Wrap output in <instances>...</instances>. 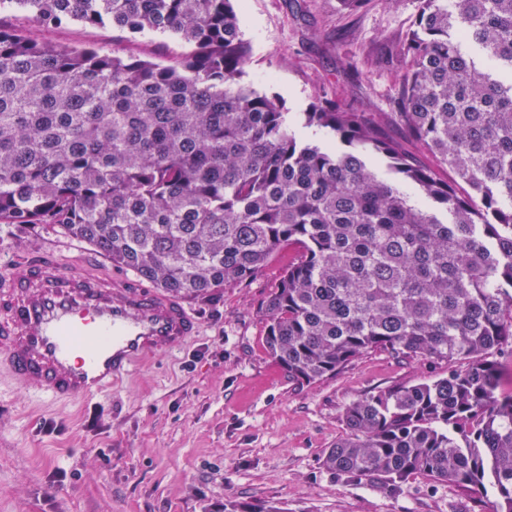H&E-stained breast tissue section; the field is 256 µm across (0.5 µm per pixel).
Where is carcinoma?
<instances>
[{
    "label": "carcinoma",
    "instance_id": "cac0c4a2",
    "mask_svg": "<svg viewBox=\"0 0 512 512\" xmlns=\"http://www.w3.org/2000/svg\"><path fill=\"white\" fill-rule=\"evenodd\" d=\"M9 10L31 28L0 24L1 224L56 225L199 301L288 248L262 311L289 380L333 377L372 350L448 363L349 404L323 467L390 492L415 474L490 488V512H512V394L489 360L512 341V0H419L384 59L406 65L386 121L450 180L340 100L297 118L334 145L298 136L276 98L241 81L251 48L232 0H0ZM67 20L193 51L161 65L42 39ZM224 512L288 510L227 500Z\"/></svg>",
    "mask_w": 512,
    "mask_h": 512
}]
</instances>
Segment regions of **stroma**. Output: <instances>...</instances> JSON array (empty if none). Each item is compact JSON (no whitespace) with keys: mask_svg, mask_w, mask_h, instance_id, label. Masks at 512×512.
Wrapping results in <instances>:
<instances>
[{"mask_svg":"<svg viewBox=\"0 0 512 512\" xmlns=\"http://www.w3.org/2000/svg\"><path fill=\"white\" fill-rule=\"evenodd\" d=\"M234 7L251 47L246 83L277 96L289 115L319 96L377 118L392 111L401 71L371 58L404 35L417 0H369L350 14L338 0H234ZM44 35L161 65L191 51L169 35L131 39L76 21ZM46 251L116 271L59 227L0 224V268L20 272ZM290 257L279 251L260 276L217 301H190L200 335L179 354L149 359L97 400L48 403L0 367V512H214L227 500L287 512H481L479 494L420 475L383 493L323 468L324 450L346 434L350 403L445 375L448 366L371 352L331 378L291 382L264 349L260 313Z\"/></svg>","mask_w":512,"mask_h":512,"instance_id":"stroma-1","label":"stroma"}]
</instances>
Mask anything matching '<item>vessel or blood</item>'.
I'll return each mask as SVG.
<instances>
[{
  "mask_svg": "<svg viewBox=\"0 0 512 512\" xmlns=\"http://www.w3.org/2000/svg\"><path fill=\"white\" fill-rule=\"evenodd\" d=\"M200 331L182 298L123 274L42 254L22 274L0 275V361L23 389L53 402L110 393Z\"/></svg>",
  "mask_w": 512,
  "mask_h": 512,
  "instance_id": "vessel-or-blood-1",
  "label": "vessel or blood"
}]
</instances>
